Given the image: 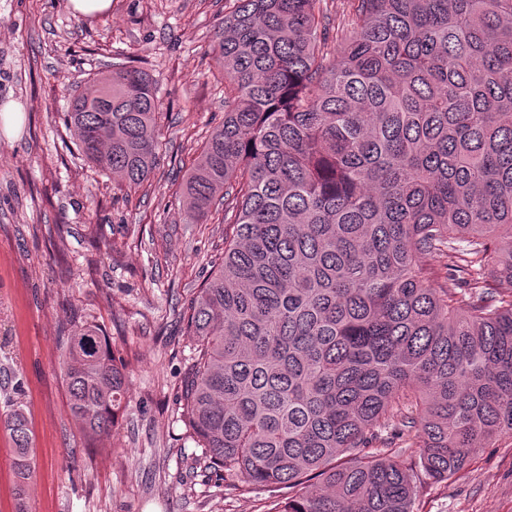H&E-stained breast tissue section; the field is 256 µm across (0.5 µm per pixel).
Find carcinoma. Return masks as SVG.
<instances>
[{"mask_svg":"<svg viewBox=\"0 0 512 512\" xmlns=\"http://www.w3.org/2000/svg\"><path fill=\"white\" fill-rule=\"evenodd\" d=\"M236 3L224 123L182 188L191 222L230 212L187 318L185 425L220 480L290 490L275 512H414L512 436V0H350L336 25L322 0ZM158 115L149 74L122 65L64 120L136 189ZM63 367L94 443L124 366L86 323ZM0 425L23 499L27 417L12 403Z\"/></svg>","mask_w":512,"mask_h":512,"instance_id":"carcinoma-1","label":"carcinoma"}]
</instances>
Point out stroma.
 I'll list each match as a JSON object with an SVG mask.
<instances>
[{"label": "stroma", "instance_id": "1", "mask_svg": "<svg viewBox=\"0 0 512 512\" xmlns=\"http://www.w3.org/2000/svg\"><path fill=\"white\" fill-rule=\"evenodd\" d=\"M235 0H0V406L22 405L35 458L18 502L13 442L0 429V512H271L276 495L216 486L181 420L192 340L185 316L224 254V214L193 224L180 187L224 120L216 36ZM143 67L159 104V149L131 190L83 160L64 122L88 77ZM97 324L126 366L113 433L88 445L69 408L64 338ZM415 512H512V440L428 486ZM0 112V122L3 125L5 136L8 139L16 138L23 121V114L20 112L19 106L11 102Z\"/></svg>", "mask_w": 512, "mask_h": 512}]
</instances>
